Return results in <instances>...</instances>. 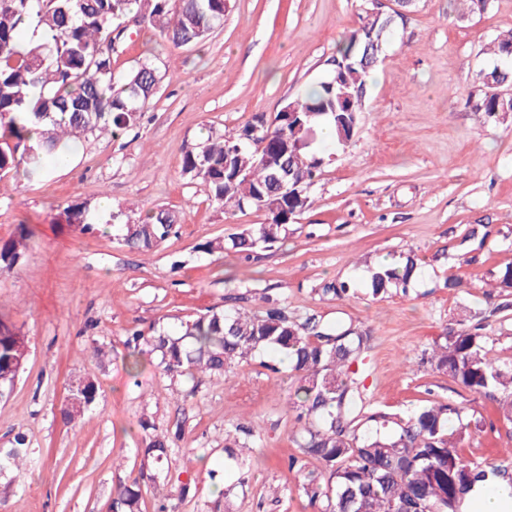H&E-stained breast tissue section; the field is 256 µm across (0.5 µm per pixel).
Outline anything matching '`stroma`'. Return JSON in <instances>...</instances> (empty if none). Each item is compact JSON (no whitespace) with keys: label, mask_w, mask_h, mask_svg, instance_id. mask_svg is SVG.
<instances>
[{"label":"stroma","mask_w":512,"mask_h":512,"mask_svg":"<svg viewBox=\"0 0 512 512\" xmlns=\"http://www.w3.org/2000/svg\"><path fill=\"white\" fill-rule=\"evenodd\" d=\"M367 6L229 0L207 42L182 48L131 28L115 73L149 57L162 74L141 124L118 138L82 139L41 178L0 177V239L21 224L34 232L26 256L0 270V316L29 347L0 398V448L22 435L34 457L26 474L0 475V512H113L114 488L135 482L141 512H157L165 493L168 512H317L301 485L307 473L328 472L297 445L301 425L288 403L298 382L269 370L274 355L192 381L162 374L150 356L138 375L125 365L131 329L173 330L209 309L258 311L269 298L293 318L369 334L359 380L367 409L405 418L429 401L454 404L471 423L465 459L512 472V434L485 398L422 363L448 327L481 318L495 357L512 362V307L494 308L486 296L512 267V112L490 119L474 109L479 74L495 63L485 48L512 29V0L465 18L457 0H414L371 71L352 141H313L324 164L310 207L251 256L197 250L269 215L225 213L202 181L182 175L185 151L314 89ZM104 198L138 213L165 208L180 222L147 252L75 233L63 206L94 210ZM409 254L420 272L408 291L372 295V269ZM338 282L355 289L337 297L329 287ZM98 347L109 359L94 357ZM87 378L98 385L95 403L80 423H63L73 382ZM143 420L179 433L160 489ZM239 423L259 440L254 452L234 447Z\"/></svg>","instance_id":"stroma-1"}]
</instances>
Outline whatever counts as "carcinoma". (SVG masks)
Returning a JSON list of instances; mask_svg holds the SVG:
<instances>
[{
	"instance_id": "1",
	"label": "carcinoma",
	"mask_w": 512,
	"mask_h": 512,
	"mask_svg": "<svg viewBox=\"0 0 512 512\" xmlns=\"http://www.w3.org/2000/svg\"><path fill=\"white\" fill-rule=\"evenodd\" d=\"M227 0H0V173L26 177L45 174L44 159H62L71 144L99 133L118 137L140 123L159 89L162 76L146 59L129 74L117 76L113 54L125 34L119 24L128 16L159 32L175 48L204 42L224 21ZM27 28L43 37L23 42ZM364 33H352L332 56L329 76L304 96L291 101L270 121L258 117L231 134H208L195 150L186 152L182 175L201 180L224 213L246 208L264 210L270 221L255 224L230 237L231 249L248 256L262 245L278 241L285 226L311 204L307 190L323 159L305 146L323 124L332 126L336 142H350L370 69L361 65ZM487 87L474 111L493 117L511 111ZM297 115L288 117V109ZM40 128L37 139L31 127ZM288 160L298 190L277 191L275 156ZM67 222L81 234L93 233L99 218L83 203L64 208ZM177 218L165 209L150 210L118 225L117 240L136 251L160 247L173 233ZM33 231L18 225L16 234L0 240V269L16 265L30 247ZM417 272L409 255L396 266L382 262L372 270L370 289L378 296L391 288L405 289ZM128 371L139 367L141 348L157 354L163 371L186 376L222 373L236 360L260 351L283 355L299 381L294 406L304 421L298 441L303 454L320 460L326 482L310 474L302 489L321 512H462L467 498L506 477L500 467L481 468L465 461L461 443L469 425L460 409L443 402L420 407L408 419L368 411L353 369L362 363L367 337L342 332L313 316L298 322L285 309L270 304L260 312L240 308L214 310L145 336L132 332ZM494 339L483 326L450 327L434 343L427 358L432 371L488 399L499 421L512 433V363L493 357ZM27 360V344L0 317V397L10 391ZM98 387L88 382L84 406L64 407V422L81 418L96 399ZM149 451L161 465L168 460V435L153 425H141ZM29 449L24 439L0 450V473L27 470ZM138 483L121 485L113 504L119 512H140Z\"/></svg>"
}]
</instances>
